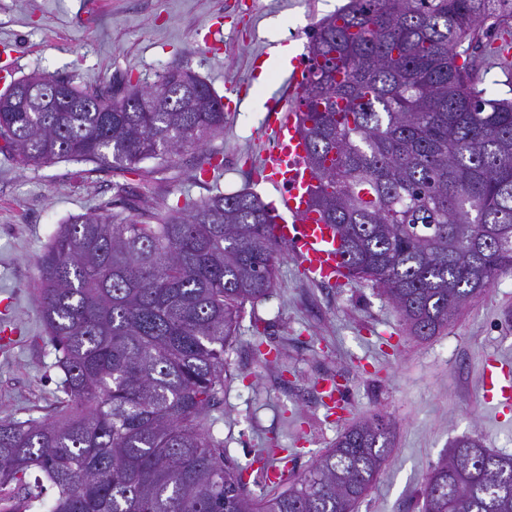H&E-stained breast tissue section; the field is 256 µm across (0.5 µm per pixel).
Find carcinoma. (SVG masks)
<instances>
[{
    "label": "carcinoma",
    "instance_id": "obj_1",
    "mask_svg": "<svg viewBox=\"0 0 512 512\" xmlns=\"http://www.w3.org/2000/svg\"><path fill=\"white\" fill-rule=\"evenodd\" d=\"M487 41H482V38ZM508 62L512 0H350L308 36L299 106L313 199L348 278L379 288L409 333L437 335L512 269V99L476 87L469 50ZM63 86L53 104L31 88ZM0 94V151L127 171L224 132L220 98L172 67L152 86L33 72ZM159 103L140 112L142 96ZM121 201L70 217L37 257L58 410L0 416L7 512H354L393 448L376 415L273 496L205 422L244 305L270 295L284 246L251 191L161 215ZM53 489L42 500L43 484ZM426 512H512V456L456 441L426 479Z\"/></svg>",
    "mask_w": 512,
    "mask_h": 512
}]
</instances>
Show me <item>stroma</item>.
I'll list each match as a JSON object with an SVG mask.
<instances>
[{
	"label": "stroma",
	"instance_id": "1",
	"mask_svg": "<svg viewBox=\"0 0 512 512\" xmlns=\"http://www.w3.org/2000/svg\"><path fill=\"white\" fill-rule=\"evenodd\" d=\"M348 0H0V92L35 71L93 84L131 75L155 83L184 65L235 111L224 132L187 149L149 176L59 161L24 169L0 153V414L45 415L60 396V373L38 305L36 256L70 216L133 187L158 211L196 202L214 189H246L266 205L277 193L261 182L267 148L264 106L282 81L278 67L256 69L278 22L282 45L305 51L309 30ZM222 167L206 171L211 155ZM512 356V270L428 340L411 336L379 289L355 282H315L291 249L276 286L246 304L226 356L224 403L211 410L214 431L255 496L265 482L260 448H284L295 473L307 470L358 420L382 414L394 424L390 458L356 512H424L431 469L460 438L512 455V409L478 396L484 367ZM342 386L343 411L330 414L321 379Z\"/></svg>",
	"mask_w": 512,
	"mask_h": 512
}]
</instances>
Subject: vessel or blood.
I'll return each mask as SVG.
<instances>
[{
	"label": "vessel or blood",
	"instance_id": "obj_1",
	"mask_svg": "<svg viewBox=\"0 0 512 512\" xmlns=\"http://www.w3.org/2000/svg\"><path fill=\"white\" fill-rule=\"evenodd\" d=\"M305 83L304 68L293 65L282 87L266 105L271 145L262 158L263 174L280 192L273 211L272 233L278 242L293 250L308 278L340 280L347 269L339 238L312 205L318 181L306 161L307 144L296 107ZM480 393L494 408L512 407V362L490 359Z\"/></svg>",
	"mask_w": 512,
	"mask_h": 512
}]
</instances>
